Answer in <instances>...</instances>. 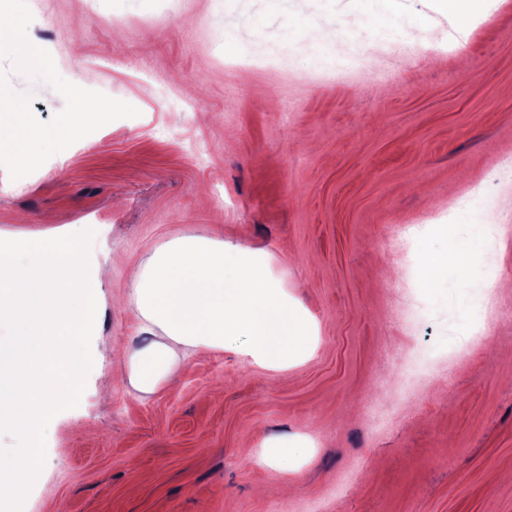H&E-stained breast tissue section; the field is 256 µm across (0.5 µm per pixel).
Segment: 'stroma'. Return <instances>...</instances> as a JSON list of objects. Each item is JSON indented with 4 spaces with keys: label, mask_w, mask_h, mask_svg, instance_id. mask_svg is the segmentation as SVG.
I'll return each mask as SVG.
<instances>
[{
    "label": "stroma",
    "mask_w": 512,
    "mask_h": 512,
    "mask_svg": "<svg viewBox=\"0 0 512 512\" xmlns=\"http://www.w3.org/2000/svg\"><path fill=\"white\" fill-rule=\"evenodd\" d=\"M482 20L453 57L427 52L459 21L445 0H43L28 36L66 80L139 111L13 181L0 168V231L93 230L89 264L144 261L186 235L261 251L319 346L272 371L233 352L187 355L168 389L112 380V346L134 323L98 288L95 362L76 408L46 433L22 512H512V236L480 227L512 212V0H471ZM331 20L378 31L405 21L403 54L373 50L355 81L296 65L231 68L248 46ZM43 121L65 106L9 70ZM462 256L434 286L426 251ZM455 360L398 400L390 351ZM377 399L393 422L371 433ZM309 437L285 474L258 464L266 438ZM350 480L347 495L336 487Z\"/></svg>",
    "instance_id": "obj_1"
}]
</instances>
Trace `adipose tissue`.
<instances>
[{
	"instance_id": "ef3b65f1",
	"label": "adipose tissue",
	"mask_w": 512,
	"mask_h": 512,
	"mask_svg": "<svg viewBox=\"0 0 512 512\" xmlns=\"http://www.w3.org/2000/svg\"><path fill=\"white\" fill-rule=\"evenodd\" d=\"M249 250L221 237L182 236L156 248L128 272L127 301L147 344L119 355L121 381L151 394L170 385L179 353L230 350L269 369H284L318 345L317 325L289 309L288 295ZM308 439H267L261 463L296 470L313 456Z\"/></svg>"
}]
</instances>
